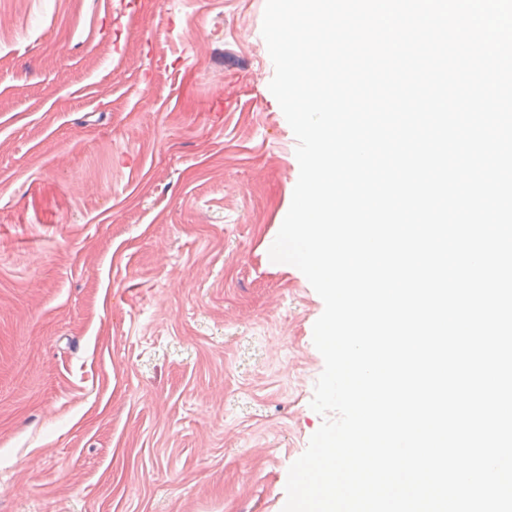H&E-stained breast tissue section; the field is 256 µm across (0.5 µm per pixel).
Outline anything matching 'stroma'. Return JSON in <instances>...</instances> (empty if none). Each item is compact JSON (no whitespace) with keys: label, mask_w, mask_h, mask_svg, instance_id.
<instances>
[{"label":"stroma","mask_w":512,"mask_h":512,"mask_svg":"<svg viewBox=\"0 0 512 512\" xmlns=\"http://www.w3.org/2000/svg\"><path fill=\"white\" fill-rule=\"evenodd\" d=\"M0 0V512H282L324 303L266 0Z\"/></svg>","instance_id":"stroma-1"}]
</instances>
